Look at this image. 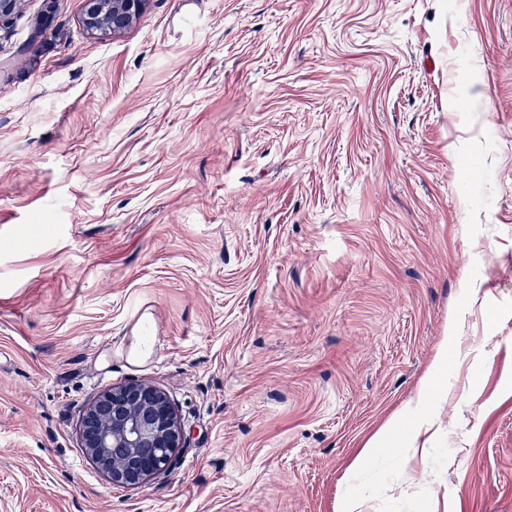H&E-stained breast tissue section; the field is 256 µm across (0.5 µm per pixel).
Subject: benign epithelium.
I'll use <instances>...</instances> for the list:
<instances>
[{
    "label": "benign epithelium",
    "mask_w": 512,
    "mask_h": 512,
    "mask_svg": "<svg viewBox=\"0 0 512 512\" xmlns=\"http://www.w3.org/2000/svg\"><path fill=\"white\" fill-rule=\"evenodd\" d=\"M145 3L85 0L83 21L94 33H116L139 17ZM80 433L88 457L116 486H137L165 470L185 437L166 394L142 382L103 390L86 409Z\"/></svg>",
    "instance_id": "7a95c632"
}]
</instances>
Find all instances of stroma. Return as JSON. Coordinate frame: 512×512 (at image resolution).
<instances>
[{
	"mask_svg": "<svg viewBox=\"0 0 512 512\" xmlns=\"http://www.w3.org/2000/svg\"><path fill=\"white\" fill-rule=\"evenodd\" d=\"M83 12L0 29V512H512V0ZM135 381L185 441L125 488L78 427ZM83 21L94 33H116L143 11L146 0H85ZM395 418L388 420L380 429H378L363 445L360 453L350 467V474L353 476L359 469L366 466L378 454L379 451L387 450L385 448L395 428Z\"/></svg>",
	"mask_w": 512,
	"mask_h": 512,
	"instance_id": "stroma-1",
	"label": "stroma"
}]
</instances>
